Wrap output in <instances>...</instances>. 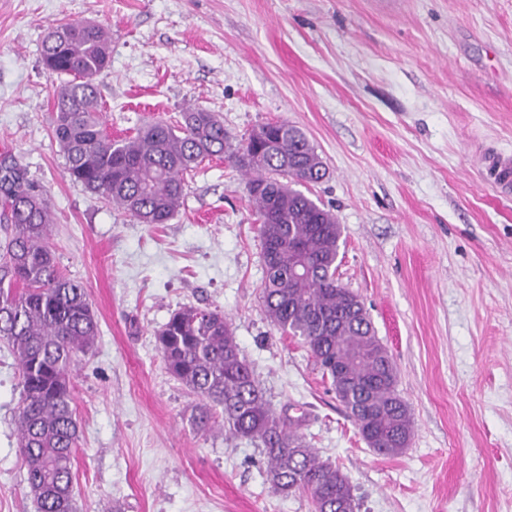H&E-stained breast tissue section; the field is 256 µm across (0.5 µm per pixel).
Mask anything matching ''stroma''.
Listing matches in <instances>:
<instances>
[{
  "instance_id": "35a3bbf8",
  "label": "stroma",
  "mask_w": 512,
  "mask_h": 512,
  "mask_svg": "<svg viewBox=\"0 0 512 512\" xmlns=\"http://www.w3.org/2000/svg\"><path fill=\"white\" fill-rule=\"evenodd\" d=\"M110 37L106 131L217 114L232 143L286 121L322 157L303 186L337 216V276L357 294L414 422L374 453L299 339L259 298L264 263L245 178L215 158L150 226L65 174L49 28ZM512 153V0H0V167L42 192L61 272L98 320L72 371L79 512H312L273 492L254 442L197 432L198 403L156 334L183 306L223 311L276 413L349 478L360 512H512V198L480 153ZM15 359L0 341V512H35L18 444Z\"/></svg>"
}]
</instances>
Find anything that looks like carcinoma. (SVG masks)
<instances>
[{"label":"carcinoma","mask_w":512,"mask_h":512,"mask_svg":"<svg viewBox=\"0 0 512 512\" xmlns=\"http://www.w3.org/2000/svg\"><path fill=\"white\" fill-rule=\"evenodd\" d=\"M42 61L67 76L56 95L52 136L69 179L140 224H167L184 197V176L204 161L227 156L247 175L258 215L265 275L263 312L281 333L302 340L365 443L386 456L402 453L413 426L397 392V372L360 305L336 278L341 225L334 213L296 189L316 184L324 164L305 135L286 122L265 125L270 148L251 162L231 147L224 123L199 108L172 126L152 120L131 137L114 139L99 109L97 77L110 62L109 35L100 25L65 22L50 28ZM14 170L0 177V340L17 364L18 443L36 512H77L73 451L79 425L71 366L94 345L98 324L84 287L66 277L50 245L51 211ZM303 246L307 273L289 275L291 247ZM168 372L198 400L192 425L258 443L267 481L282 495L304 493L313 512H356L348 477L322 460L298 434L296 421L272 409L240 353L231 323L219 310L183 307L157 333Z\"/></svg>","instance_id":"carcinoma-1"}]
</instances>
